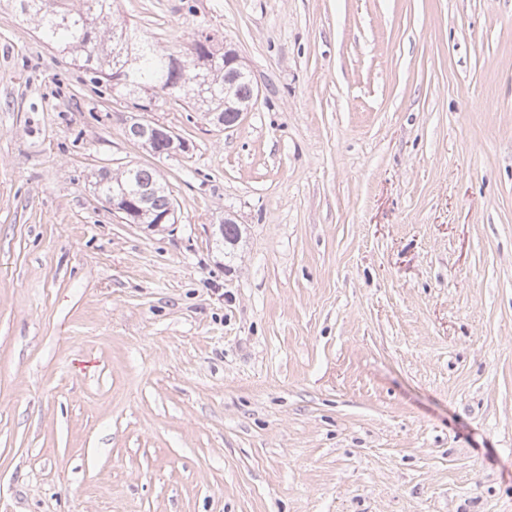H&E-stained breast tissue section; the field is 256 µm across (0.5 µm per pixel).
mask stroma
I'll use <instances>...</instances> for the list:
<instances>
[{
    "label": "stroma",
    "mask_w": 512,
    "mask_h": 512,
    "mask_svg": "<svg viewBox=\"0 0 512 512\" xmlns=\"http://www.w3.org/2000/svg\"><path fill=\"white\" fill-rule=\"evenodd\" d=\"M113 20L231 45L254 105L157 94L155 157L0 0V512H512V0ZM135 165L176 223L97 196Z\"/></svg>",
    "instance_id": "obj_1"
}]
</instances>
